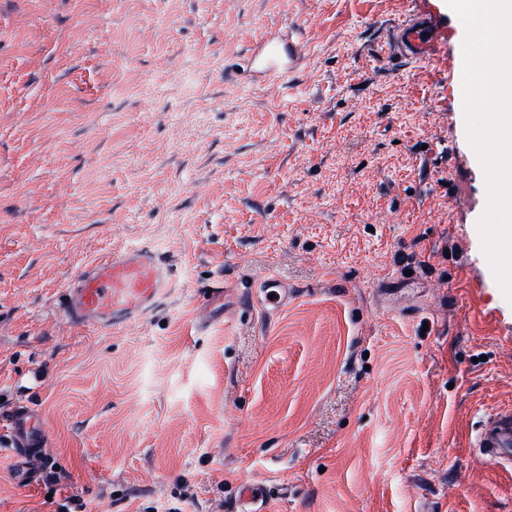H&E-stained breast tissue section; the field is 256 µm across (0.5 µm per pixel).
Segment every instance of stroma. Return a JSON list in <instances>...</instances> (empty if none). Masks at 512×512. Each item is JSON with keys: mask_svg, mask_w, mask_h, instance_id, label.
<instances>
[{"mask_svg": "<svg viewBox=\"0 0 512 512\" xmlns=\"http://www.w3.org/2000/svg\"><path fill=\"white\" fill-rule=\"evenodd\" d=\"M416 6L0 0V408L48 433L36 482L0 461V512H234L247 481L271 512H512L470 447L512 407L482 167L447 61L385 52ZM291 24L287 83L246 73ZM129 247L168 296L70 325L66 282ZM257 288L256 298L262 304L279 307L288 299V282L279 276L262 278ZM271 294H275V297L269 299Z\"/></svg>", "mask_w": 512, "mask_h": 512, "instance_id": "1", "label": "stroma"}]
</instances>
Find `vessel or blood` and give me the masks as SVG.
Returning a JSON list of instances; mask_svg holds the SVG:
<instances>
[{
  "instance_id": "b4317fda",
  "label": "vessel or blood",
  "mask_w": 512,
  "mask_h": 512,
  "mask_svg": "<svg viewBox=\"0 0 512 512\" xmlns=\"http://www.w3.org/2000/svg\"><path fill=\"white\" fill-rule=\"evenodd\" d=\"M409 19L395 26L387 42L389 54L409 62L433 59L449 33L461 30L457 16L431 9V0ZM303 45L292 36L263 39L247 61L248 71L284 80L300 58ZM170 277L169 265L145 248H128L84 266L64 287L63 311L70 324L103 333L129 323L157 302ZM288 298V283L281 277L262 278L258 284L260 302L280 306ZM48 443L42 415L35 404L19 403L0 413V449L13 458L30 461ZM472 446L485 460L512 464V409L490 414L472 439Z\"/></svg>"
}]
</instances>
